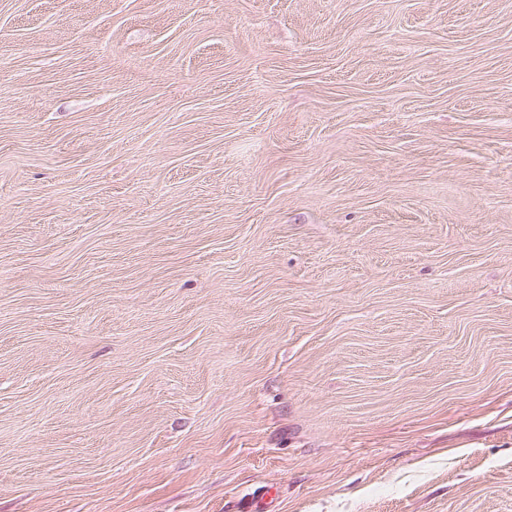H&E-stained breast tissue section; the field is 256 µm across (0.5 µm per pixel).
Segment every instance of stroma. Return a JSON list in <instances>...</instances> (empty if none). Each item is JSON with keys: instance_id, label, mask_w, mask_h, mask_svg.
<instances>
[{"instance_id": "1", "label": "stroma", "mask_w": 512, "mask_h": 512, "mask_svg": "<svg viewBox=\"0 0 512 512\" xmlns=\"http://www.w3.org/2000/svg\"><path fill=\"white\" fill-rule=\"evenodd\" d=\"M0 512H512V0H0Z\"/></svg>"}]
</instances>
